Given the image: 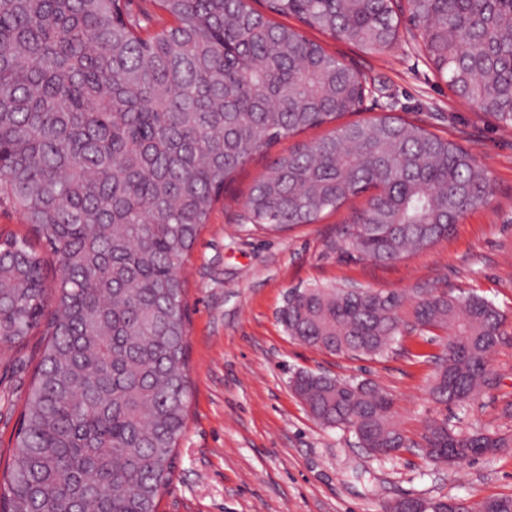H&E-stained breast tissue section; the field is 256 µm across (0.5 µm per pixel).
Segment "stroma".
I'll list each match as a JSON object with an SVG mask.
<instances>
[{
	"mask_svg": "<svg viewBox=\"0 0 512 512\" xmlns=\"http://www.w3.org/2000/svg\"><path fill=\"white\" fill-rule=\"evenodd\" d=\"M310 38L342 57L372 86L365 119L399 116L454 141L489 171L487 204L451 234L405 258L358 260L332 249L360 195L313 224L270 232L247 223L245 201L276 157L328 133L312 128L257 153L212 208L183 269L191 381L189 412L173 481L160 512H385L403 497L455 498L474 505L512 495V451L448 466L412 451L380 458L361 448L352 428H326L290 386L300 371L369 378L391 394L400 427L420 440L427 422L448 417L457 429L512 432V127L456 96L419 51L410 28L398 44L367 53L318 31ZM353 284L416 296L439 288L476 294L503 316L491 357L495 389L465 409L443 410L428 387L441 352L435 333L403 335L383 358L333 355L285 334L277 319L288 289ZM44 350L40 333L0 347V455L9 456L20 413Z\"/></svg>",
	"mask_w": 512,
	"mask_h": 512,
	"instance_id": "stroma-1",
	"label": "stroma"
}]
</instances>
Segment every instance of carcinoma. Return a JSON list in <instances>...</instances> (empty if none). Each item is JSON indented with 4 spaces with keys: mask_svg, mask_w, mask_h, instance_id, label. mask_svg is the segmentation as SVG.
<instances>
[{
    "mask_svg": "<svg viewBox=\"0 0 512 512\" xmlns=\"http://www.w3.org/2000/svg\"><path fill=\"white\" fill-rule=\"evenodd\" d=\"M144 30L125 0H0V203L32 236L0 235V344L47 338L0 512H158L189 390L180 269L216 200L251 157L328 123L253 184L247 221L312 224L373 191L339 245L388 262L448 236L491 178L460 145L360 111L362 79L300 29L393 48L402 21L448 86L512 126V0H156ZM44 245L40 252L35 242ZM60 276L48 282V267ZM287 335L331 354L382 358L407 330L446 333L429 387L443 408L493 388L502 315L488 299L312 284L288 291ZM292 386L327 428L363 448L455 465L512 447L494 428L428 421L406 437L371 380L300 372ZM486 512H512V496Z\"/></svg>",
    "mask_w": 512,
    "mask_h": 512,
    "instance_id": "obj_1",
    "label": "carcinoma"
}]
</instances>
